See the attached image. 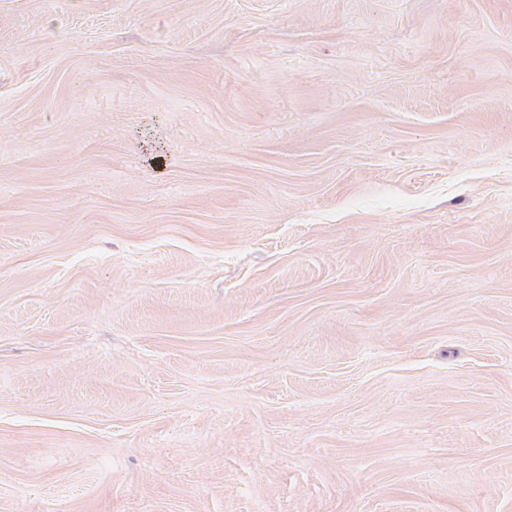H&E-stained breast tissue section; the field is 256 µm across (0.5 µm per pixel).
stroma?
Masks as SVG:
<instances>
[{"mask_svg": "<svg viewBox=\"0 0 512 512\" xmlns=\"http://www.w3.org/2000/svg\"><path fill=\"white\" fill-rule=\"evenodd\" d=\"M0 512H512V0H0Z\"/></svg>", "mask_w": 512, "mask_h": 512, "instance_id": "35a3bbf8", "label": "stroma"}]
</instances>
